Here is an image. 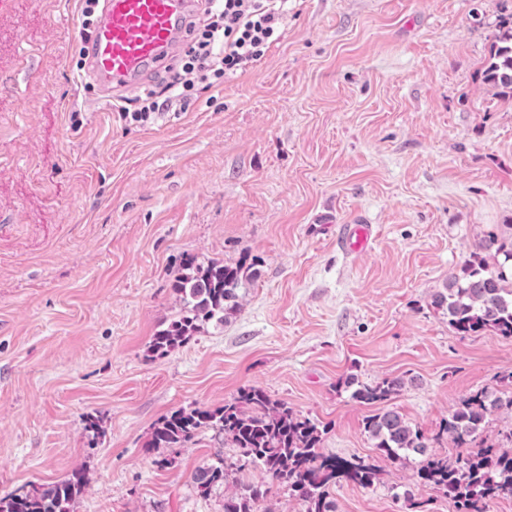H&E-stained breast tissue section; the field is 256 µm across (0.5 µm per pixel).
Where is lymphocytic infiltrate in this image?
I'll return each instance as SVG.
<instances>
[{"label": "lymphocytic infiltrate", "mask_w": 512, "mask_h": 512, "mask_svg": "<svg viewBox=\"0 0 512 512\" xmlns=\"http://www.w3.org/2000/svg\"><path fill=\"white\" fill-rule=\"evenodd\" d=\"M288 0H205L193 37L163 80L115 110L129 123L147 122L176 100L223 85L226 78L253 67L283 35Z\"/></svg>", "instance_id": "1"}]
</instances>
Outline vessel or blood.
Listing matches in <instances>:
<instances>
[{
	"label": "vessel or blood",
	"mask_w": 512,
	"mask_h": 512,
	"mask_svg": "<svg viewBox=\"0 0 512 512\" xmlns=\"http://www.w3.org/2000/svg\"><path fill=\"white\" fill-rule=\"evenodd\" d=\"M102 2L88 63L97 82L105 89L120 92L141 88L149 75L168 66L202 0ZM343 239L348 249L363 251L372 240V227L347 225Z\"/></svg>",
	"instance_id": "1"
}]
</instances>
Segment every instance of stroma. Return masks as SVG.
I'll use <instances>...</instances> for the list:
<instances>
[{"mask_svg": "<svg viewBox=\"0 0 512 512\" xmlns=\"http://www.w3.org/2000/svg\"><path fill=\"white\" fill-rule=\"evenodd\" d=\"M82 7H0V496L80 468L73 512H224L192 475L237 449L206 429L147 452L164 416L255 385L326 425V452L366 456L347 377H404L392 405L431 434L512 370V340L455 335L432 304L512 224V101L480 78L512 0H290L257 66L144 126L76 70ZM347 224L372 225L367 251ZM245 254L236 314L153 355L182 260ZM378 465L336 512H405L413 464Z\"/></svg>", "mask_w": 512, "mask_h": 512, "instance_id": "1", "label": "stroma"}]
</instances>
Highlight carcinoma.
I'll use <instances>...</instances> for the list:
<instances>
[{
    "label": "carcinoma",
    "instance_id": "1",
    "mask_svg": "<svg viewBox=\"0 0 512 512\" xmlns=\"http://www.w3.org/2000/svg\"><path fill=\"white\" fill-rule=\"evenodd\" d=\"M482 82L496 96L512 99V14L502 18L481 70ZM258 277L256 262L243 258L235 265L190 259L174 277L172 288L182 302V315L153 338L151 351L163 355L186 341L199 324L222 325L239 307V289ZM432 304L443 309L448 326L458 336L490 331L512 338V234L488 233L453 274ZM344 385L352 399L373 408L363 421L377 456L394 463L416 461L414 484L437 489L448 497L454 512H491L494 504L512 499V448L487 443L482 433L490 416L512 413V371L495 384L464 396L431 436L409 422L389 403L405 386L399 376L362 382L355 377ZM213 429L237 448L248 464L265 471L303 504L305 512H336V486L375 485L376 465L367 458L350 459L323 451L326 428L271 399L262 388L249 386L216 408L178 410L155 427L151 448H181L202 429ZM445 440L460 449L454 457L433 452ZM243 466L218 458L198 467L193 482L203 491L225 486L224 512H258L272 485L241 481ZM86 486L85 474L42 486L22 487L0 499V512H72V504Z\"/></svg>",
    "mask_w": 512,
    "mask_h": 512
}]
</instances>
